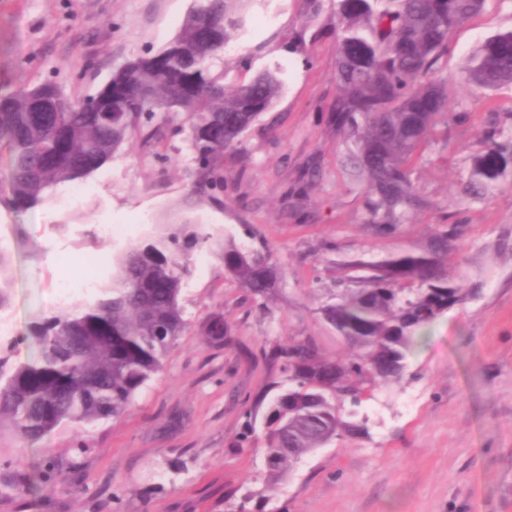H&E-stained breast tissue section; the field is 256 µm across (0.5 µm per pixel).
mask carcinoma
<instances>
[{"label":"carcinoma","mask_w":512,"mask_h":512,"mask_svg":"<svg viewBox=\"0 0 512 512\" xmlns=\"http://www.w3.org/2000/svg\"><path fill=\"white\" fill-rule=\"evenodd\" d=\"M247 0H195L177 36L150 56L113 69L86 98L53 82L0 95V147L8 172L0 200L16 211L37 206L60 184L101 168L133 133L159 140L186 123L189 147L206 160L199 181L224 187V150L271 111L283 85L267 69L244 83H224L220 52L246 22ZM488 0H339L334 108L336 125L352 143L353 176L366 183L369 224L386 235L407 223L423 200L411 162L437 126L448 121V78L435 65L452 34ZM467 79L478 90L512 85V31L488 37L470 57ZM485 154L468 190L482 179L512 184V123L494 117L483 131ZM458 240L457 225L438 224L428 248L379 261L355 259L338 281L324 318L351 353L327 359L314 338L267 353L292 373L290 389L260 399L245 413L240 441L255 434L264 409L268 479L278 482L302 456L358 428L350 421L360 394L405 373L417 332L463 300L462 283L448 278L440 256ZM200 237L161 231L122 255L112 281L83 309L34 323L31 357L0 376V426L38 441L63 424L123 416L137 392L163 367L186 327L180 296L188 256ZM270 255L230 239L224 266L255 296L271 287L263 266ZM201 333L213 347L228 340L224 314L210 315Z\"/></svg>","instance_id":"cac0c4a2"}]
</instances>
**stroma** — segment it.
<instances>
[{"instance_id": "35a3bbf8", "label": "stroma", "mask_w": 512, "mask_h": 512, "mask_svg": "<svg viewBox=\"0 0 512 512\" xmlns=\"http://www.w3.org/2000/svg\"><path fill=\"white\" fill-rule=\"evenodd\" d=\"M253 0L226 44L224 81L279 68L274 109L224 154V186L200 191L183 133L125 142L101 169L48 192L38 206L0 203L7 302L13 334L0 341V371L28 356L33 322L89 296L54 300L73 258H117L151 232L193 225L182 302L187 328L164 370L118 420L67 425L36 443L0 430V512H512V185L465 183L492 114L512 113V86L478 92L466 64L489 36L512 30V0H489L458 28L438 62L448 111L412 164L427 204L387 236L368 225L365 187L347 162L333 119L338 85L337 0ZM193 0H0V94L44 81L95 94L115 67L162 49ZM77 189L69 211L58 199ZM140 224L131 236L90 232L104 221ZM463 234L447 258L449 278L469 290L425 327L405 374L363 396L361 428L265 479V443L239 444L244 413L288 382L266 355L314 337L330 358L348 347L321 309L336 292L333 263L421 251L435 225ZM269 249L274 288L253 298L224 266L223 246ZM223 312L229 342L210 346L201 325Z\"/></svg>"}]
</instances>
